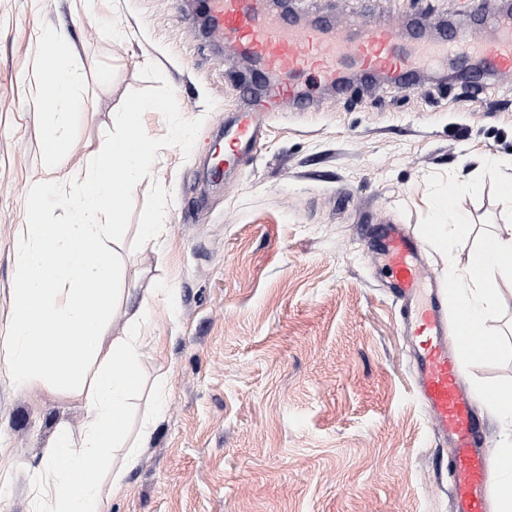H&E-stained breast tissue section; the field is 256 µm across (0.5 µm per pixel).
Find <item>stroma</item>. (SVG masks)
Returning a JSON list of instances; mask_svg holds the SVG:
<instances>
[{
  "label": "stroma",
  "mask_w": 512,
  "mask_h": 512,
  "mask_svg": "<svg viewBox=\"0 0 512 512\" xmlns=\"http://www.w3.org/2000/svg\"><path fill=\"white\" fill-rule=\"evenodd\" d=\"M394 22L463 21L472 0H350ZM199 0H0V320L9 310L13 233L47 155L28 93L32 34L64 27L77 45L86 111L70 122L64 167L84 163L112 117L163 98L140 123L160 141L157 177L123 201L125 223L162 209L159 245L130 233L117 249L124 288L166 291L139 378L170 383L166 411L107 512H451L439 483L450 449L432 438L411 390L397 311L361 224L382 213L427 233L428 263L466 266L480 239L512 230L502 195L512 155V89L490 78L352 85L276 116L237 170H207L248 74L206 39ZM481 175L453 211L469 236L441 248L434 198ZM490 323L503 353L466 367V387L512 384V278ZM82 399L14 390L0 377V512H33L28 482L58 424L79 429Z\"/></svg>",
  "instance_id": "1"
}]
</instances>
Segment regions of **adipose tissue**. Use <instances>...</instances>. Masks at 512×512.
I'll return each mask as SVG.
<instances>
[{
    "label": "adipose tissue",
    "instance_id": "adipose-tissue-1",
    "mask_svg": "<svg viewBox=\"0 0 512 512\" xmlns=\"http://www.w3.org/2000/svg\"><path fill=\"white\" fill-rule=\"evenodd\" d=\"M38 57L52 56V92L36 85L32 109L46 117L50 158L28 188L30 200L53 192L65 201L62 223L24 219L15 231L10 312L0 322V376L25 391L46 386L84 401L79 431L58 425L44 450L31 492L38 512H106V494H119L141 451L147 448L169 396L168 381L139 392L135 383L142 351L154 341L149 312L157 289L135 298L120 289L125 269L116 256L127 234L122 199L152 181L156 141L143 134L132 146V115L120 113L84 165L67 169L60 156L69 143V121L85 107L76 48L61 27L34 33ZM512 275V232L486 235L468 265L448 268V298L473 336H486L498 309L499 276ZM122 312L119 333L108 334L111 314ZM147 408L138 424L130 414L138 394ZM505 432L494 454V512H512V387L476 390ZM85 473L74 483L76 473Z\"/></svg>",
    "mask_w": 512,
    "mask_h": 512
}]
</instances>
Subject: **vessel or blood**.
<instances>
[{"label": "vessel or blood", "mask_w": 512, "mask_h": 512, "mask_svg": "<svg viewBox=\"0 0 512 512\" xmlns=\"http://www.w3.org/2000/svg\"><path fill=\"white\" fill-rule=\"evenodd\" d=\"M203 11L212 37L279 76L225 129L228 170L264 138L268 113L297 110L306 88L342 85L352 68L389 74L400 85L425 68L445 64L449 55L477 54L498 83H512L510 15L496 17L493 38L463 28L450 40H425L409 50L403 27L385 21L351 17L333 30L297 25L287 13L261 8L258 0H203ZM370 236L374 265L387 272V286L399 306L415 392L435 439L452 447L447 469L453 512H487L491 461L486 432L459 380L457 350L470 340L467 320L462 313H449L448 290L424 258L423 238L387 217L371 225Z\"/></svg>", "instance_id": "obj_1"}]
</instances>
